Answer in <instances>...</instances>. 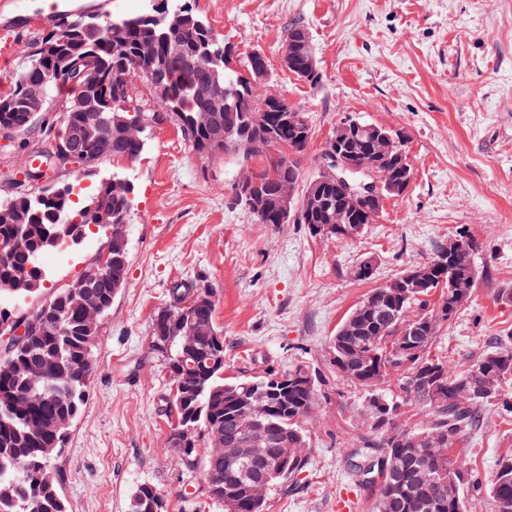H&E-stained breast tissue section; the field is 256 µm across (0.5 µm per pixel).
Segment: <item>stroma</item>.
I'll return each instance as SVG.
<instances>
[{"instance_id":"1","label":"stroma","mask_w":512,"mask_h":512,"mask_svg":"<svg viewBox=\"0 0 512 512\" xmlns=\"http://www.w3.org/2000/svg\"><path fill=\"white\" fill-rule=\"evenodd\" d=\"M240 56L261 50L272 78L263 91L311 118L313 139L301 160L317 172L326 139L345 116L401 130L413 179L385 200L378 221L355 239L321 238L301 224H262L233 203V160L196 154L168 123L154 128L136 164L104 159L56 179L90 194L119 172L133 189L127 282L103 320L95 370L59 458L69 512H129L136 487L150 483L168 512H224L193 492L169 443L162 400L169 381L150 348L153 320L178 281L215 293L224 336V374L252 376L303 365L316 377L317 404L304 421L307 465L271 488L267 512H373L347 455L368 430L366 393L332 362L331 338L373 288L430 260L435 246L467 230L477 242L471 303L438 333L433 350L449 368L473 363L496 337L512 333V305L497 301L512 282V0H190ZM305 25L322 81L310 87L279 62L288 26ZM56 19L47 0L0 7V93ZM87 235L65 256L46 254L45 280L28 306L48 301L99 252ZM372 257L371 279L352 266ZM481 433L459 451L489 477L512 454V413L484 410Z\"/></svg>"}]
</instances>
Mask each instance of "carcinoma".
<instances>
[{
	"label": "carcinoma",
	"instance_id": "carcinoma-1",
	"mask_svg": "<svg viewBox=\"0 0 512 512\" xmlns=\"http://www.w3.org/2000/svg\"><path fill=\"white\" fill-rule=\"evenodd\" d=\"M152 7L123 18L83 13L69 18L41 37L42 51L27 52L26 62L7 94L0 95V129L11 128L22 149L30 147L27 113L22 111L23 81L40 75L48 79L49 91L44 111H52L54 92L65 86V68L72 62L101 72L108 82L99 95L103 111L91 116L81 111L84 88L70 87L69 105L63 118L52 116L40 127L41 145L56 150L63 143L66 125L94 124L112 139V158L135 163L145 152L153 128L166 121L175 125L191 149L201 156H220L244 166L249 159L259 160L261 169L250 182L231 184L232 201L246 205L249 196L273 199L278 190L302 180L300 159L308 150L312 134L288 122L273 104L261 105L251 98L246 77L228 66L227 41L213 32L208 22L186 6V0H164L165 10ZM172 39L183 45V55L168 58L165 46ZM147 83L151 98H133L136 82ZM209 88L210 97L201 93ZM203 106L216 108L215 127L200 129L191 118ZM230 135L216 148L217 130ZM384 133L377 125L357 131L341 144L353 154L355 162L367 159L364 148ZM83 155H59V165L90 167L95 159V136H89ZM55 184L51 189L32 190L25 184L11 192L9 206L0 201V295L4 286L30 275L36 258L54 250L49 237L76 241L91 233L90 225L104 235L103 246H112L107 230L111 223L129 222L132 199L111 190L107 182L97 184L82 204L72 199L74 185ZM348 204L341 186L334 181L319 184L316 204L301 200L300 210L281 218L272 209L261 224L280 220L312 228L336 217V208ZM463 246L445 266H435L420 288L409 294L374 288L361 301L366 310L357 322L350 311L332 337L334 353L362 364V376L341 377L365 388L363 409L374 401H384L395 409L370 420V434L361 440L362 448L351 452L352 475L361 485L375 492L374 512H468L464 491L477 477L465 458L453 454L463 438L479 430L482 409L491 403L484 396L489 383L497 389L512 381V334L498 338L474 363L454 371L432 354L440 326L454 318L469 303L476 277L473 239L464 232ZM112 271H101L91 282L107 313L113 298L126 284L127 261L116 260L108 251ZM213 292L206 287L183 283L170 290L169 305L157 312L153 335L162 336L157 352L168 372L181 370L179 338L191 331V321L206 320L211 335L201 343L202 357L194 370L179 382L166 398L174 406L185 427L198 430L196 444L184 446L176 430L169 443L183 466L200 476L208 489L206 497H224V512H253L249 495L242 486L259 482L258 469L244 470L223 457L210 455L206 425L222 427L231 423L234 410L225 403V394L239 393L262 407L271 403L279 433L288 440H307L303 420L315 407L311 392L294 384L288 397L280 400L268 387L252 377H224V336L214 321ZM25 326L22 344L11 351L0 350V512H68L60 493L58 460L54 459L52 424L67 414L80 413L93 370L92 342L99 324L90 325L83 309L69 288L59 289L47 302L29 311L0 306V330ZM411 332L418 353L402 355L401 395L392 398L375 383L377 368L388 348L398 345L404 333ZM420 405L429 421L421 428L394 426L405 405ZM307 458L288 461V473L270 480L281 485L299 474ZM453 478V485L440 473ZM493 503L512 498V454L499 458L496 470L487 481Z\"/></svg>",
	"mask_w": 512,
	"mask_h": 512
}]
</instances>
